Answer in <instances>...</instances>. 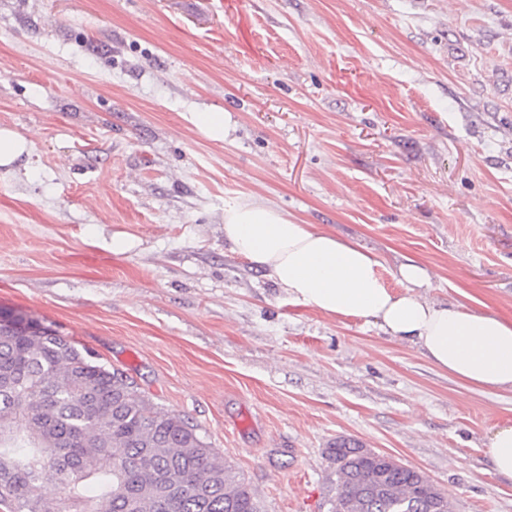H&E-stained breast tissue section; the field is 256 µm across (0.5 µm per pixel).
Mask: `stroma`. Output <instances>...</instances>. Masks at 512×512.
Here are the masks:
<instances>
[{
	"label": "stroma",
	"mask_w": 512,
	"mask_h": 512,
	"mask_svg": "<svg viewBox=\"0 0 512 512\" xmlns=\"http://www.w3.org/2000/svg\"><path fill=\"white\" fill-rule=\"evenodd\" d=\"M0 127L30 143L0 167V316L196 425L267 512H329L339 439L512 512L485 454L512 391L289 304L224 239L257 196L512 321V0H0ZM194 120L205 135L214 141H224L228 134L227 126L224 123V113L197 112Z\"/></svg>",
	"instance_id": "stroma-1"
}]
</instances>
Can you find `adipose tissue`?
<instances>
[{"instance_id":"ef3b65f1","label":"adipose tissue","mask_w":512,"mask_h":512,"mask_svg":"<svg viewBox=\"0 0 512 512\" xmlns=\"http://www.w3.org/2000/svg\"><path fill=\"white\" fill-rule=\"evenodd\" d=\"M224 238L267 275L289 302L336 318L374 321L417 345L440 370L474 388L512 391V321L422 294L428 270L406 260L390 288L380 262L359 244L248 197L224 210Z\"/></svg>"}]
</instances>
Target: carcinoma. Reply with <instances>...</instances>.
<instances>
[{
	"instance_id": "1",
	"label": "carcinoma",
	"mask_w": 512,
	"mask_h": 512,
	"mask_svg": "<svg viewBox=\"0 0 512 512\" xmlns=\"http://www.w3.org/2000/svg\"><path fill=\"white\" fill-rule=\"evenodd\" d=\"M331 512H452L420 471L339 439ZM64 497L48 503L40 489ZM0 505L8 512H265L181 415L50 327L0 321Z\"/></svg>"
}]
</instances>
